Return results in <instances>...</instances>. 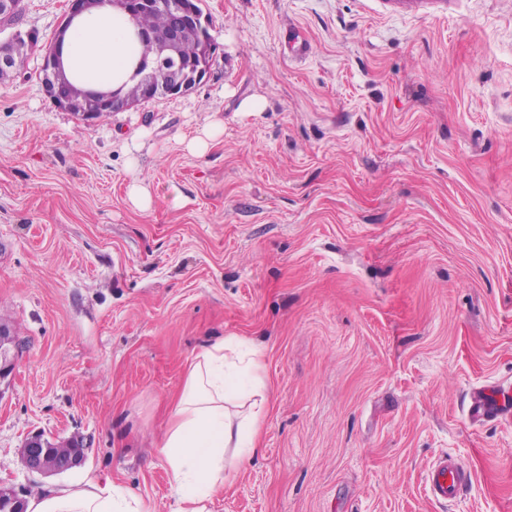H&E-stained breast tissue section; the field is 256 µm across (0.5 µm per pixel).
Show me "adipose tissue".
<instances>
[{
  "label": "adipose tissue",
  "mask_w": 512,
  "mask_h": 512,
  "mask_svg": "<svg viewBox=\"0 0 512 512\" xmlns=\"http://www.w3.org/2000/svg\"><path fill=\"white\" fill-rule=\"evenodd\" d=\"M65 76L79 88L109 93L128 83L140 48L133 24L110 5L74 17L53 42ZM229 341L204 349L192 364L157 448L168 465L176 512H209L224 484V452L240 461L259 451V414L237 420L239 398L232 378L240 369L255 373L257 361L239 367ZM27 512H146L131 489L108 483L45 491L29 500Z\"/></svg>",
  "instance_id": "obj_1"
}]
</instances>
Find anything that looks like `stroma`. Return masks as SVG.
Wrapping results in <instances>:
<instances>
[{"label":"stroma","instance_id":"stroma-1","mask_svg":"<svg viewBox=\"0 0 512 512\" xmlns=\"http://www.w3.org/2000/svg\"><path fill=\"white\" fill-rule=\"evenodd\" d=\"M202 8L217 49L186 94L87 122L46 97L40 56L0 80V317L20 341L0 483L112 481L174 512L153 443L195 356L238 338L261 364V452L211 512H512V420L465 411L512 386V0ZM67 10L24 0L20 25L45 45ZM38 433L82 438L85 463L26 472ZM444 454L472 474L446 504L425 482ZM223 130L224 122L215 120L203 126L193 138L183 143L185 144V148L190 152L197 155H204L208 151L211 143ZM127 198L133 207L140 211L149 210L153 203L149 185L138 177H133L127 185Z\"/></svg>","mask_w":512,"mask_h":512}]
</instances>
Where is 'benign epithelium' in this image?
I'll use <instances>...</instances> for the list:
<instances>
[{"instance_id":"1","label":"benign epithelium","mask_w":512,"mask_h":512,"mask_svg":"<svg viewBox=\"0 0 512 512\" xmlns=\"http://www.w3.org/2000/svg\"><path fill=\"white\" fill-rule=\"evenodd\" d=\"M37 37L31 31H14L7 41L0 44V68L13 72L24 66L29 51L36 45ZM176 53L170 43L157 47L154 57L141 62L140 101H132L118 92L89 95L90 108L81 113L86 120L96 119L97 110L110 108L114 112H124L154 99L156 88L148 75L151 71L167 65ZM210 64L186 65L175 77L170 89L171 95H183L199 85L208 75ZM19 343L12 327L0 321V382L12 374ZM86 444L79 438L68 440L49 439L42 434L28 437L20 450V463L29 473L58 475L84 464ZM25 499L17 492L0 483V508L5 512H24Z\"/></svg>"}]
</instances>
